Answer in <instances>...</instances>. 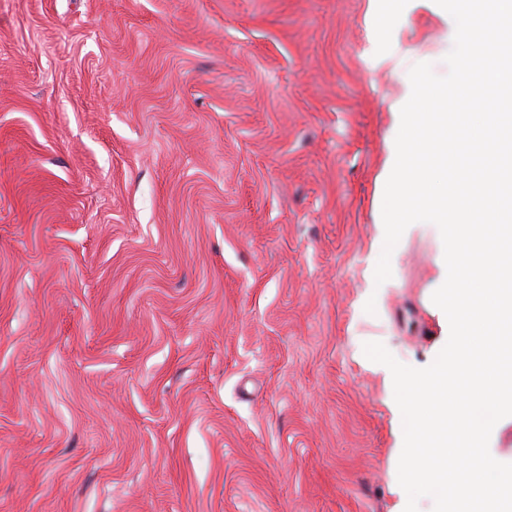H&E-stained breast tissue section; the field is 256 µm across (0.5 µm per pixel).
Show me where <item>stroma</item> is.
Listing matches in <instances>:
<instances>
[{
  "instance_id": "1",
  "label": "stroma",
  "mask_w": 512,
  "mask_h": 512,
  "mask_svg": "<svg viewBox=\"0 0 512 512\" xmlns=\"http://www.w3.org/2000/svg\"><path fill=\"white\" fill-rule=\"evenodd\" d=\"M366 7L0 0V512H404L363 346L430 365L447 268L417 222L374 279Z\"/></svg>"
}]
</instances>
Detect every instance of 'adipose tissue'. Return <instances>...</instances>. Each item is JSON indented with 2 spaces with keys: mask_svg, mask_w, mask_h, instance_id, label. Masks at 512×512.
Returning <instances> with one entry per match:
<instances>
[{
  "mask_svg": "<svg viewBox=\"0 0 512 512\" xmlns=\"http://www.w3.org/2000/svg\"><path fill=\"white\" fill-rule=\"evenodd\" d=\"M427 11L441 25L443 52H450L460 38V24L463 18L470 17L486 27H497L502 17L512 15V0H368L365 24L368 30L369 45L365 58L371 67L388 65L406 67L409 55L402 52L397 31L389 30L388 22L393 13H400L403 21H410L419 11ZM416 94L414 79L405 81V101L397 105L394 122L400 125L404 120L406 101ZM412 139L407 130L402 129L390 143L383 168L385 206L398 205L415 184L416 171L411 164Z\"/></svg>",
  "mask_w": 512,
  "mask_h": 512,
  "instance_id": "adipose-tissue-1",
  "label": "adipose tissue"
}]
</instances>
